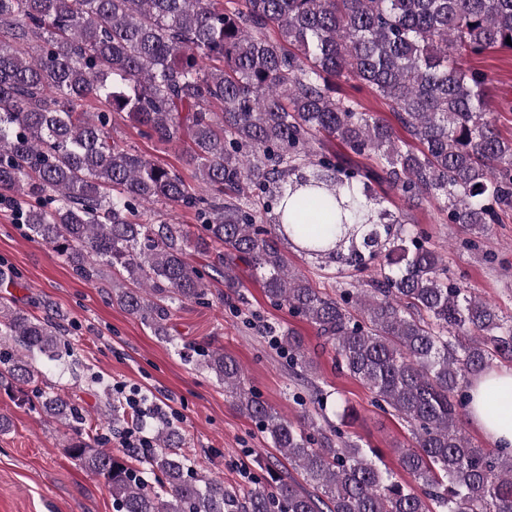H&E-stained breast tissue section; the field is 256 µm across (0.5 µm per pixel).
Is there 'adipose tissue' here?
<instances>
[{"label": "adipose tissue", "mask_w": 512, "mask_h": 512, "mask_svg": "<svg viewBox=\"0 0 512 512\" xmlns=\"http://www.w3.org/2000/svg\"><path fill=\"white\" fill-rule=\"evenodd\" d=\"M498 392L512 394V369L494 368L474 380L468 412L470 421L494 446L512 447V401L500 402Z\"/></svg>", "instance_id": "1"}]
</instances>
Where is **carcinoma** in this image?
I'll return each mask as SVG.
<instances>
[{
    "mask_svg": "<svg viewBox=\"0 0 512 512\" xmlns=\"http://www.w3.org/2000/svg\"><path fill=\"white\" fill-rule=\"evenodd\" d=\"M508 37L512 0H0V194L21 197L17 223L82 279L112 272V301L157 336L215 275L227 302L248 305L244 264L413 440L398 449L403 483L332 424L303 337L268 325L315 405L297 420L247 388L224 350L194 361L305 483L280 476L237 496L196 474L176 429L144 420L159 448L130 466L39 386L35 357L62 360L60 326L0 301V383L68 428L70 455L117 512H512V450L460 427L472 380L512 361V315L448 276L429 237L374 195L386 184L411 207L436 202L476 235L512 211V139L487 112V77L462 63L512 50ZM338 78L368 87L393 121L336 96ZM90 98L99 111H77ZM117 115L147 139H188L195 183L116 138ZM312 205L328 222L319 235L301 224ZM173 207L193 210L199 232L161 212ZM285 244L346 280L314 287ZM193 253L213 256L211 273Z\"/></svg>",
    "mask_w": 512,
    "mask_h": 512,
    "instance_id": "carcinoma-1",
    "label": "carcinoma"
}]
</instances>
